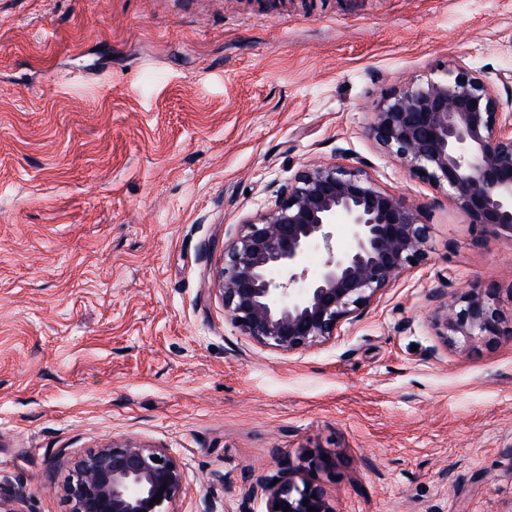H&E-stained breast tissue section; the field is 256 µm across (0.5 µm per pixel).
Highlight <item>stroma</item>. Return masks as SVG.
I'll use <instances>...</instances> for the list:
<instances>
[{
    "label": "stroma",
    "mask_w": 512,
    "mask_h": 512,
    "mask_svg": "<svg viewBox=\"0 0 512 512\" xmlns=\"http://www.w3.org/2000/svg\"><path fill=\"white\" fill-rule=\"evenodd\" d=\"M512 72V0H0V486L67 512L71 460L168 448L169 512H264L320 448L333 512H512V337L435 336L434 294L496 288L512 239L367 134L394 86ZM425 206L426 259L329 341L233 327L224 243L310 164Z\"/></svg>",
    "instance_id": "35a3bbf8"
}]
</instances>
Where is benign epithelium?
I'll use <instances>...</instances> for the list:
<instances>
[{
  "mask_svg": "<svg viewBox=\"0 0 512 512\" xmlns=\"http://www.w3.org/2000/svg\"><path fill=\"white\" fill-rule=\"evenodd\" d=\"M500 82L501 93L458 64L394 87L374 107L370 136L444 192L469 223L512 238V74ZM271 195L273 204L224 244L215 275L225 317L261 346L289 354L330 340L426 258L424 207L380 188L361 168L312 164ZM339 229L351 236L348 250L336 248ZM314 246L322 260L311 275L305 260ZM434 299L432 326L445 345L466 352L512 335V314L493 288ZM303 462L310 476L301 482L282 470L258 478L242 499L263 496L265 512H333L316 475L335 473L336 454L316 449ZM184 484L168 449L127 441L75 460L64 494L68 512H168ZM158 493L161 502L149 506Z\"/></svg>",
  "mask_w": 512,
  "mask_h": 512,
  "instance_id": "1",
  "label": "benign epithelium"
}]
</instances>
